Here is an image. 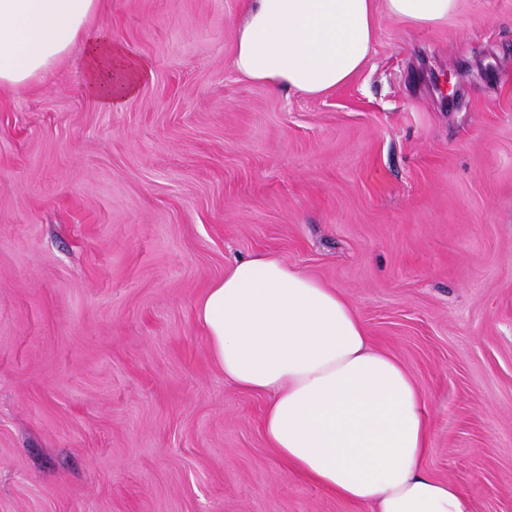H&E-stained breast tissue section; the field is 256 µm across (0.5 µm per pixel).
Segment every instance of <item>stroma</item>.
<instances>
[{
	"instance_id": "stroma-1",
	"label": "stroma",
	"mask_w": 512,
	"mask_h": 512,
	"mask_svg": "<svg viewBox=\"0 0 512 512\" xmlns=\"http://www.w3.org/2000/svg\"><path fill=\"white\" fill-rule=\"evenodd\" d=\"M243 7L98 0L90 28L150 63L117 110L80 44L0 86V512H371L287 468L212 359L197 303L261 252L410 373L429 473L512 512V0L377 7L322 97L236 74ZM460 0H384L386 12L393 18L418 27L448 22Z\"/></svg>"
}]
</instances>
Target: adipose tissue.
<instances>
[{
	"mask_svg": "<svg viewBox=\"0 0 512 512\" xmlns=\"http://www.w3.org/2000/svg\"><path fill=\"white\" fill-rule=\"evenodd\" d=\"M459 0H384L418 27L447 22ZM97 0H0V85L45 75L78 41L84 88L105 109L133 97L149 69L104 31ZM375 0H247L233 69L245 80L309 96L364 68ZM225 382L268 396L263 431L298 474L375 512H473L471 498L430 475L425 399L404 366L376 348L355 307L271 254L231 265L198 304Z\"/></svg>",
	"mask_w": 512,
	"mask_h": 512,
	"instance_id": "ef3b65f1",
	"label": "adipose tissue"
}]
</instances>
